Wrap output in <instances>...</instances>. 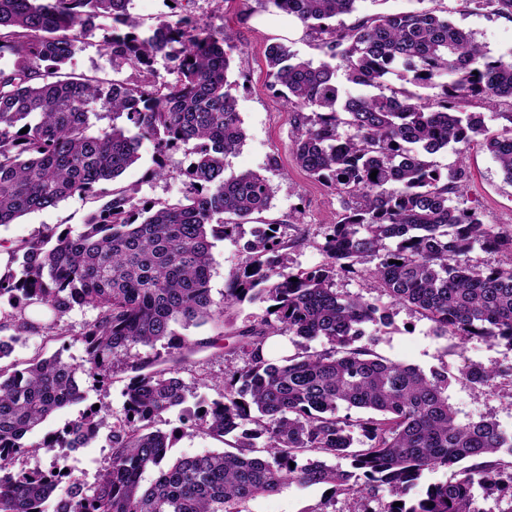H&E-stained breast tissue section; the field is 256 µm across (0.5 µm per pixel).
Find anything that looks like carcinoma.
<instances>
[{
	"mask_svg": "<svg viewBox=\"0 0 512 512\" xmlns=\"http://www.w3.org/2000/svg\"><path fill=\"white\" fill-rule=\"evenodd\" d=\"M361 0H263L296 18L317 36L328 60L314 65L282 39L268 43L272 85L295 113L293 148L298 165L355 205L329 226L326 263L291 266L286 244L272 225L258 226L244 244L245 259L216 302L209 288L213 240L238 233L271 206L261 175H224L226 158L245 131L228 82L226 37L188 16L159 21L148 33L129 12L130 0H0V225L57 206L75 195H94L138 163L142 139L155 143L152 175L175 172L186 194L175 203L140 202L120 188L76 232L51 230L19 244L0 241L10 261L0 269V361L26 335L65 336L62 318L74 306L98 310L81 340L89 367L57 353L19 370L0 364V512H246L250 500L295 482L328 485L332 497L310 512H329L334 496L349 512H482L476 490L512 501V432L487 419L461 421L448 402L455 376L448 368L424 372L353 346L363 325H391L390 307L414 309L440 334L512 345V267L469 263L475 247L512 257V232H495L474 211L452 205L464 195V175L442 172L430 156L451 144H469L486 132L469 99L512 102V59L487 55L470 31L431 11L364 15ZM512 19V0H463ZM99 17L112 19L103 40L117 66L134 77L104 91L64 72L84 33ZM173 63L174 81H158L156 56ZM347 80L379 93L339 100L336 68ZM426 87L446 74L440 99L426 103L406 88L383 92L385 78ZM112 114V129H97L95 109ZM123 119L119 125L116 120ZM28 128L22 134L20 130ZM191 146L187 166L169 151ZM485 147L512 182V128L485 138ZM376 178H371L372 172ZM373 287L390 300L376 305L335 288L362 259ZM270 310L232 333V355L245 366L224 373L219 398L183 418L228 450L169 461L179 431L154 428L185 402L177 364L202 342L187 337L179 356L142 361L138 345L172 340L174 326L199 327L245 301ZM298 344L322 338L329 348L273 362L262 355L268 339ZM123 366L132 372L123 413L107 434L110 464L88 486L63 467H17L32 449L84 448L94 442L109 410L90 406L83 416L36 444L23 439L59 409L83 399L81 376L105 381ZM512 372L472 363L461 377L476 388ZM364 415H339L341 407ZM350 461V469L336 464ZM464 461L453 482L411 490L426 471ZM295 466H290V463ZM58 473H53V470ZM154 469L149 486L142 477ZM389 489L392 499L381 496Z\"/></svg>",
	"mask_w": 512,
	"mask_h": 512,
	"instance_id": "1",
	"label": "carcinoma"
}]
</instances>
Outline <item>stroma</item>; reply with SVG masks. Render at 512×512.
<instances>
[{
	"label": "stroma",
	"instance_id": "35a3bbf8",
	"mask_svg": "<svg viewBox=\"0 0 512 512\" xmlns=\"http://www.w3.org/2000/svg\"><path fill=\"white\" fill-rule=\"evenodd\" d=\"M129 10L139 18L145 30L160 20L174 21L189 15L213 30L225 32L232 59L228 79L246 134L239 151L227 158L226 170L230 173L253 171L263 176L273 189V198L270 209L262 213V220L280 222V232L288 243L295 266L303 269L322 266L326 261L321 250L324 234L330 224L340 219L344 202L334 187L310 178L295 162L293 116L279 92L271 88L266 66L265 47L270 35L254 24L255 18L265 14L260 0H131ZM428 10L471 31L490 56L512 52V20L464 7L461 0H364L361 6L365 14ZM111 26L109 18L96 19L94 27L83 37L80 50L69 62V73L105 87L112 81L131 77V69L114 67L111 55L103 46V36ZM140 154V162L116 181L101 184L97 196L76 195L57 207L28 213L14 223L0 226V239L17 243L50 228L80 229L89 212L107 201L116 188H135L138 199L143 201L181 199L186 186L180 177L160 179L151 175L155 154L152 140H142ZM432 160L441 171L464 172L466 192L456 199V206L475 210L482 223L494 230H512V182L505 179L498 162L480 141L449 146L434 154ZM252 229V224L248 223L243 225L238 237L216 241L210 280L213 299H221L228 281L242 262L243 246L250 239ZM266 308V303L260 301L246 302L230 310L224 318L197 328L177 329V336L205 339L209 345L182 363L179 376L186 389L185 403L165 414L157 423L159 429L168 431L178 427L186 411L217 399L225 372L244 365L241 358L228 356L226 336L265 317ZM391 312V326L380 330L370 324L364 327L371 348L389 360L424 371L445 366L453 373L472 363L489 368L512 367L511 344L478 338L463 343L451 335H436L432 323L410 308L395 306ZM96 315V309L74 307L62 320L67 331L63 339L28 334L15 344L13 360L24 363L37 356L59 353L71 362L84 363L86 353L79 335L84 324ZM128 378V373L116 372L111 382L102 387L94 385L92 380H84L85 401L51 416L26 436V443L33 446L44 435L77 420L91 405L103 403L112 413H122ZM448 401L462 421L491 419L503 430L512 432V385L507 381L475 388L466 380L456 379L448 388ZM109 457L108 442L102 436L88 447L74 449L68 464L75 477L91 485L107 467ZM328 496H331L329 486L293 483L278 494L251 500L246 508L247 512H310Z\"/></svg>",
	"mask_w": 512,
	"mask_h": 512
}]
</instances>
